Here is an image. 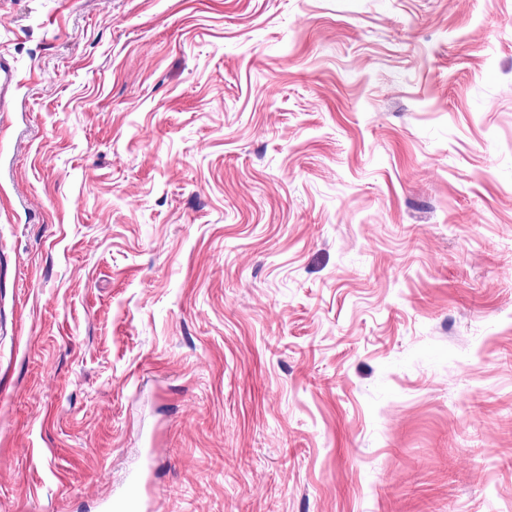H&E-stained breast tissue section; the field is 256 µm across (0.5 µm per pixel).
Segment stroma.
<instances>
[{"instance_id":"1","label":"stroma","mask_w":512,"mask_h":512,"mask_svg":"<svg viewBox=\"0 0 512 512\" xmlns=\"http://www.w3.org/2000/svg\"><path fill=\"white\" fill-rule=\"evenodd\" d=\"M0 512H512V0H0ZM141 486V478L138 475H132L121 495L118 507H123L127 510L141 509L144 505Z\"/></svg>"}]
</instances>
